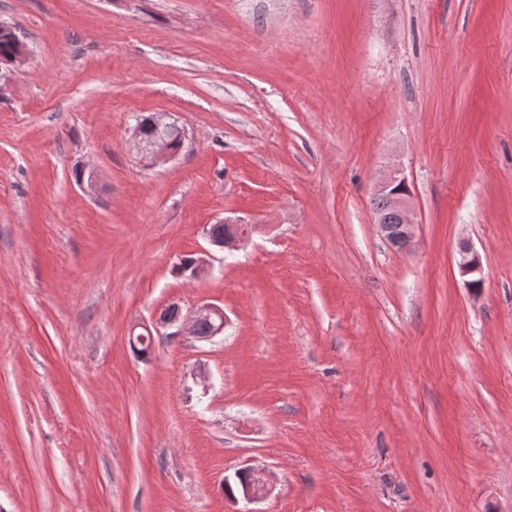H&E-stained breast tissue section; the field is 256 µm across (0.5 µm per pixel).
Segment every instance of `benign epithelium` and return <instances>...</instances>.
I'll return each mask as SVG.
<instances>
[{
  "instance_id": "obj_1",
  "label": "benign epithelium",
  "mask_w": 512,
  "mask_h": 512,
  "mask_svg": "<svg viewBox=\"0 0 512 512\" xmlns=\"http://www.w3.org/2000/svg\"><path fill=\"white\" fill-rule=\"evenodd\" d=\"M133 148L140 154L146 155L148 164L155 166L169 162L176 158L175 151L170 142L164 137H158L150 144H144L138 135V130H133ZM375 192L386 194L391 199V207L397 216V225L378 223L381 236L387 244L395 249L406 250L414 239V209L411 203V191L404 176L403 168L399 165H391L382 174L375 186ZM226 233L218 238H208L209 243L219 249L229 251L237 250L248 242L254 225L249 224L241 217L224 218ZM457 266L462 276H470L480 272L481 263L478 253L467 241L459 244L457 251ZM208 323L211 326L210 336L214 337L224 331V312L215 306H202L190 313H182L175 305L165 308L159 315L156 326L167 328L179 326L188 333L198 335L201 324ZM248 481L243 486L241 495L248 502H255L268 493L267 482L264 473L260 470L247 469Z\"/></svg>"
}]
</instances>
